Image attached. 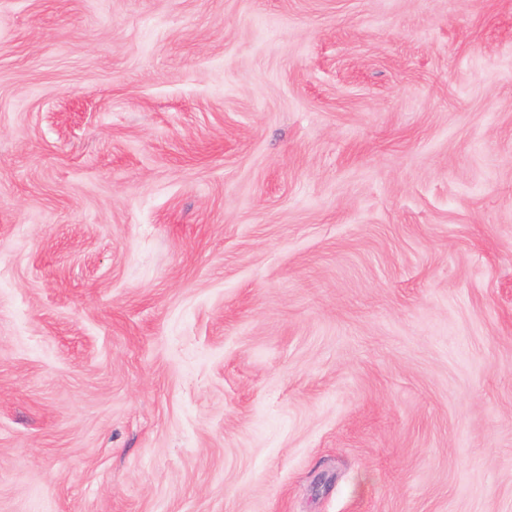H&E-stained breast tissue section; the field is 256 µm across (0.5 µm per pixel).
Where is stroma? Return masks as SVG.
<instances>
[{
	"instance_id": "1",
	"label": "stroma",
	"mask_w": 512,
	"mask_h": 512,
	"mask_svg": "<svg viewBox=\"0 0 512 512\" xmlns=\"http://www.w3.org/2000/svg\"><path fill=\"white\" fill-rule=\"evenodd\" d=\"M0 512H512V0H0Z\"/></svg>"
}]
</instances>
